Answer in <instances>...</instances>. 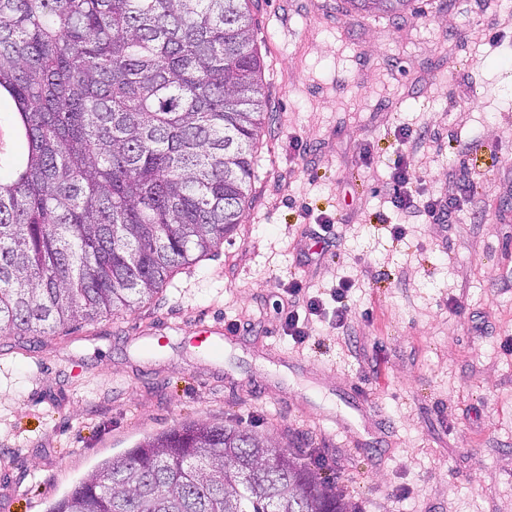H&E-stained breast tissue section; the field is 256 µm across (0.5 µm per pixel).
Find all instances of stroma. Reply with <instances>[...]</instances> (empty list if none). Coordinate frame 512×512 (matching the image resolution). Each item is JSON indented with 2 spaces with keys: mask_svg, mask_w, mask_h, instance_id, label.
<instances>
[{
  "mask_svg": "<svg viewBox=\"0 0 512 512\" xmlns=\"http://www.w3.org/2000/svg\"><path fill=\"white\" fill-rule=\"evenodd\" d=\"M253 29L268 113L233 235L134 309L0 336V512H47L193 421L316 456L359 512H512V0H259ZM405 129L410 191L456 223L393 206ZM342 277L345 326L286 335L289 282ZM203 323L236 335L203 349ZM347 380L370 398L358 448L327 418Z\"/></svg>",
  "mask_w": 512,
  "mask_h": 512,
  "instance_id": "35a3bbf8",
  "label": "stroma"
}]
</instances>
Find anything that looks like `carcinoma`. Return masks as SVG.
<instances>
[{
    "mask_svg": "<svg viewBox=\"0 0 512 512\" xmlns=\"http://www.w3.org/2000/svg\"><path fill=\"white\" fill-rule=\"evenodd\" d=\"M258 0H0V336L129 310L240 224L267 111ZM393 12L411 0H350ZM318 460L194 422L105 461L48 512H356ZM15 110L12 99L2 94L0 97V152L21 158L27 152V144L23 138L17 137L11 129L13 112Z\"/></svg>",
    "mask_w": 512,
    "mask_h": 512,
    "instance_id": "cac0c4a2",
    "label": "carcinoma"
}]
</instances>
